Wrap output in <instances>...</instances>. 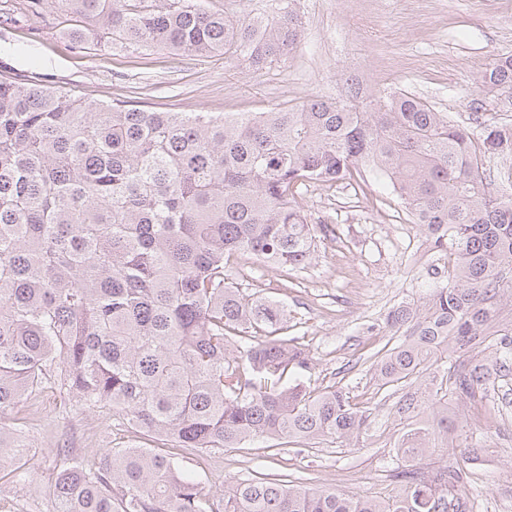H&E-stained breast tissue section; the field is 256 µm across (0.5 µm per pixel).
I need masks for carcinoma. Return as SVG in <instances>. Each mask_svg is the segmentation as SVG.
Returning a JSON list of instances; mask_svg holds the SVG:
<instances>
[{"mask_svg":"<svg viewBox=\"0 0 512 512\" xmlns=\"http://www.w3.org/2000/svg\"><path fill=\"white\" fill-rule=\"evenodd\" d=\"M82 26L78 45L222 52L256 72L288 57L298 16L219 13L204 0H53ZM512 90V55L481 74ZM455 125L425 100L309 98L292 111L176 112L131 100L96 102L66 89L0 77V470L31 485L29 446L4 422L56 389L75 411L112 413L173 448H236L248 440L347 444L365 416L342 386L311 387L309 352L279 335L286 311L227 281L243 252L288 274L316 247L295 198L305 183L370 172L448 257L446 279L421 305L389 312L409 338L374 354L377 391H406L395 412L416 419L399 452L415 462L448 432V393L471 397L498 362L431 370L486 342L512 272V197L484 167L512 155V126ZM296 373L283 383L285 371ZM460 460L432 476L400 472L378 501L280 479L236 480L217 498L153 448H110L99 461L63 451L51 512H461Z\"/></svg>","mask_w":512,"mask_h":512,"instance_id":"carcinoma-1","label":"carcinoma"}]
</instances>
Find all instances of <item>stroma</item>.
Masks as SVG:
<instances>
[{
  "label": "stroma",
  "mask_w": 512,
  "mask_h": 512,
  "mask_svg": "<svg viewBox=\"0 0 512 512\" xmlns=\"http://www.w3.org/2000/svg\"><path fill=\"white\" fill-rule=\"evenodd\" d=\"M22 0H0V74L77 91L87 99L126 97L143 107L184 112H257L282 101L341 99L360 92L413 95L455 124L480 110L488 124L512 125V94L482 91L477 59L512 54V0H293L300 37L287 59L256 72L223 54L200 57L146 46L73 44L54 6L28 12ZM298 202L311 224L334 227L305 268L288 277L250 255L230 260L233 286L281 301L287 334L300 338L323 385L347 387L367 421L347 445L248 441L237 448L173 449L182 470L215 496L237 479L260 474L313 489L386 500L395 496L397 451L406 420L379 394L371 357L400 342L387 313L419 303L437 284L444 257L384 180L366 174L336 184L300 186ZM30 445L33 488L0 479V512H49L45 490L67 445L89 459L110 448L148 446L147 437L117 416L72 412L46 390L18 413ZM448 431L435 434L434 453L419 461L433 473L465 449L457 495L468 512H512V365L474 398L448 397Z\"/></svg>",
  "instance_id": "obj_1"
}]
</instances>
